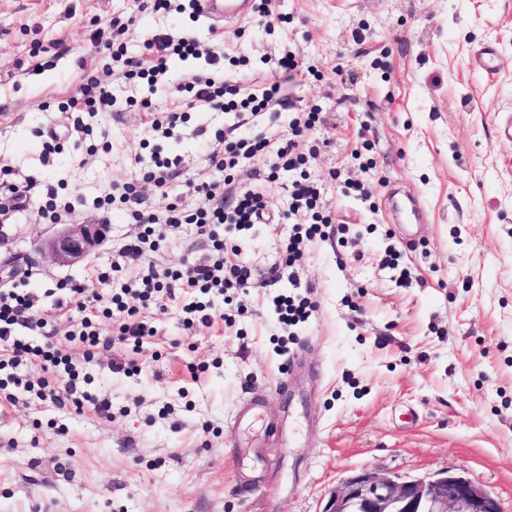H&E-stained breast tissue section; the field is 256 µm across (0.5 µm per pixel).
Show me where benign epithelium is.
Here are the masks:
<instances>
[{"instance_id":"7a95c632","label":"benign epithelium","mask_w":512,"mask_h":512,"mask_svg":"<svg viewBox=\"0 0 512 512\" xmlns=\"http://www.w3.org/2000/svg\"><path fill=\"white\" fill-rule=\"evenodd\" d=\"M109 225L72 224L46 239L42 251L52 261L73 264L102 241ZM320 512H500L493 491L463 473L443 471L402 480L372 470L345 478Z\"/></svg>"}]
</instances>
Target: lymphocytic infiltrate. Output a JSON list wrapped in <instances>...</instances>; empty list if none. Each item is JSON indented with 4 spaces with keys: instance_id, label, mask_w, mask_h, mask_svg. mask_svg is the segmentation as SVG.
I'll return each mask as SVG.
<instances>
[{
    "instance_id": "obj_1",
    "label": "lymphocytic infiltrate",
    "mask_w": 512,
    "mask_h": 512,
    "mask_svg": "<svg viewBox=\"0 0 512 512\" xmlns=\"http://www.w3.org/2000/svg\"><path fill=\"white\" fill-rule=\"evenodd\" d=\"M113 62L121 64L128 79L156 84L167 72L170 59L207 58L217 69L216 74L193 73L178 84V92L188 93L198 107L224 112H246L261 117L272 108L278 92L276 86L243 89L234 75H223L224 56L214 45L194 35L175 37L157 34L145 42L142 54L130 56L121 44L106 42ZM115 101L102 76L89 77L80 97L68 100L66 111L75 113L73 131L76 135H88L93 131L89 117L114 106ZM320 120L319 113L308 112L293 119L289 131L277 139L258 132L247 137L229 138L216 133L215 142L208 152L212 171L209 181L195 185V192L203 194L209 206L193 212L171 205L165 211L156 212L143 208L135 187H125L117 196L105 195L98 203L103 217H110L113 207L130 212L144 231L122 251L123 256L136 257L149 239H164L168 231L182 225L193 226L197 235L212 243L214 254L203 264H189L182 269L147 267L138 279L129 281L111 297L86 294L84 289L61 283L62 306L75 311L79 320L68 330L69 340L78 342L84 356L90 357L99 350L123 345L141 350L147 337L154 330L143 319L141 312L150 307L164 306L166 301L180 299L184 322L187 326L211 324L210 312L213 296H222L225 304H232L240 293L251 286V268L245 258L227 261L221 228L246 233L263 219L267 211V197L261 187L241 192L234 207L224 205V188L230 182L231 173L241 163L264 159L269 174L280 171H299L307 158L303 135ZM320 190L308 175L301 174L293 184L288 214L306 218L305 227L297 228L285 246V263L294 266L300 259L305 242L316 238L333 237L332 218L319 210ZM34 306L31 294L13 288L0 289V371H7L6 379L0 380V390L7 385H22L29 367L40 366L43 376L38 382V396L58 405L67 404L82 409L88 399L83 381L71 356L63 354L53 342L34 344L18 336L17 325L24 323ZM113 320L115 328L110 336H103L98 326L99 318Z\"/></svg>"
}]
</instances>
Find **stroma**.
Wrapping results in <instances>:
<instances>
[{
    "label": "stroma",
    "instance_id": "35a3bbf8",
    "mask_svg": "<svg viewBox=\"0 0 512 512\" xmlns=\"http://www.w3.org/2000/svg\"><path fill=\"white\" fill-rule=\"evenodd\" d=\"M140 2L0 0V166L30 183L25 211L0 212V288L38 296V317L55 326L91 397L79 413L21 390L0 400V512H320L362 469L402 478L463 470L512 512V142L496 136L512 117V0H276L272 25L250 14L214 30L188 0L167 12ZM116 19L133 55L158 33L210 37L236 61L242 86H278L271 114L255 125L192 107L174 87L207 70L202 58L172 59L151 87L127 79L97 40ZM487 45L492 75L477 63ZM288 50L293 71L278 65ZM103 72L116 105L92 118L83 144L67 141L74 116L62 104ZM144 99L187 113V123L153 131ZM313 108L322 120L304 136L306 169L344 231L309 243L295 265L317 305L310 321L284 329L268 306L292 289L282 264L296 175L268 179L257 158L224 190L229 204L263 186L271 212L251 233L226 235L253 269L243 311L219 302L211 324L188 329L172 303L150 311L155 334L141 352L117 345L84 357L66 337L57 282L103 292L213 248L185 225L103 283L99 273L140 225L113 210L102 245L54 264L40 250L57 228L40 216L47 187L75 199L68 223L92 221L97 198L144 184L159 153L181 164L168 197L148 194V206L202 209L206 198L186 185L210 179L216 133L261 127L277 137ZM52 131L65 141L49 155ZM357 149L369 171L352 159ZM335 170L364 181L368 198L345 194ZM393 249L409 286L385 264ZM248 398L259 400L257 414L235 421ZM101 399L111 417L95 412Z\"/></svg>",
    "mask_w": 512,
    "mask_h": 512
}]
</instances>
